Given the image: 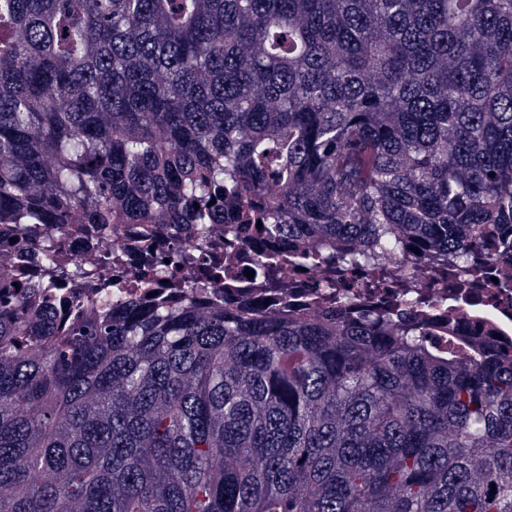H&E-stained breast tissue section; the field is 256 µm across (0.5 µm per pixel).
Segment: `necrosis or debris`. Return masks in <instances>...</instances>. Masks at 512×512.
Returning a JSON list of instances; mask_svg holds the SVG:
<instances>
[{"label": "necrosis or debris", "mask_w": 512, "mask_h": 512, "mask_svg": "<svg viewBox=\"0 0 512 512\" xmlns=\"http://www.w3.org/2000/svg\"><path fill=\"white\" fill-rule=\"evenodd\" d=\"M63 237L66 267L112 256L102 278L69 280L64 293L73 299L247 304L299 316L342 296L356 309L390 307L406 318L431 321L426 341L437 349L461 336L484 335L489 328L502 342L512 341V288L493 282L492 263L482 256L476 269L463 276L448 265L418 260L380 278L374 267L342 262L332 246L320 248L317 263L291 262L279 243L265 240L249 224H214L201 237L177 224L115 225L101 237L93 225L84 224L64 231ZM268 255L276 258L274 278L252 275L255 261ZM409 281L419 285L416 297L405 294Z\"/></svg>", "instance_id": "1"}]
</instances>
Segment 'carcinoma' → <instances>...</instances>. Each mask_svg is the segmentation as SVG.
<instances>
[{"label":"carcinoma","mask_w":512,"mask_h":512,"mask_svg":"<svg viewBox=\"0 0 512 512\" xmlns=\"http://www.w3.org/2000/svg\"><path fill=\"white\" fill-rule=\"evenodd\" d=\"M226 213L296 256L507 257L512 0H0L1 227ZM19 287L0 512H512L493 336L438 350L342 299L65 322Z\"/></svg>","instance_id":"1"}]
</instances>
